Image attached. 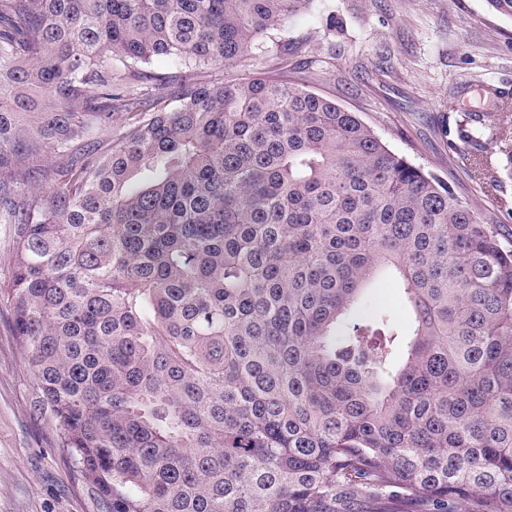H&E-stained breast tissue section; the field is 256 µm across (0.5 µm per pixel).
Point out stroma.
Returning <instances> with one entry per match:
<instances>
[{
  "instance_id": "35a3bbf8",
  "label": "stroma",
  "mask_w": 512,
  "mask_h": 512,
  "mask_svg": "<svg viewBox=\"0 0 512 512\" xmlns=\"http://www.w3.org/2000/svg\"><path fill=\"white\" fill-rule=\"evenodd\" d=\"M264 39L287 44L294 76L357 113L392 151L446 179L512 241V180L489 182L467 161L476 152L498 162L497 142H459L467 113H498L512 93L511 20L486 0H316ZM367 304L408 322L391 271L379 275ZM34 397L0 302V512H90L52 427L33 414Z\"/></svg>"
}]
</instances>
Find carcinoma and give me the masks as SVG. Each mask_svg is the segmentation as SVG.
Returning a JSON list of instances; mask_svg holds the SVG:
<instances>
[{"instance_id":"carcinoma-1","label":"carcinoma","mask_w":512,"mask_h":512,"mask_svg":"<svg viewBox=\"0 0 512 512\" xmlns=\"http://www.w3.org/2000/svg\"><path fill=\"white\" fill-rule=\"evenodd\" d=\"M312 3L0 0V299L92 512H512V248L288 80ZM367 292V305L373 308H385L401 325H406L408 315L404 300L399 288H397L391 271L384 270L377 281Z\"/></svg>"}]
</instances>
